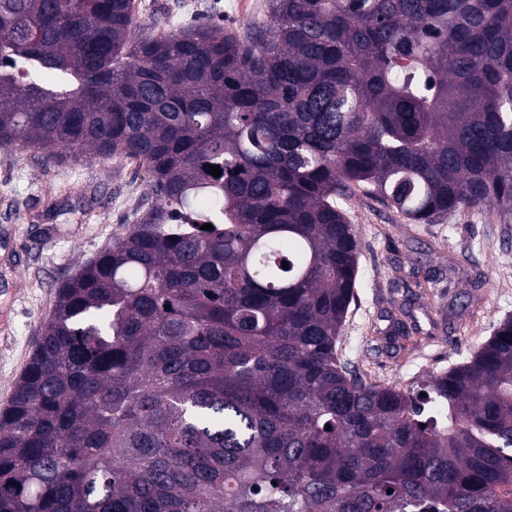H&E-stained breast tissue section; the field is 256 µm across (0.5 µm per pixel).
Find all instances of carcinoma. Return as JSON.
I'll return each instance as SVG.
<instances>
[{"instance_id": "carcinoma-1", "label": "carcinoma", "mask_w": 512, "mask_h": 512, "mask_svg": "<svg viewBox=\"0 0 512 512\" xmlns=\"http://www.w3.org/2000/svg\"><path fill=\"white\" fill-rule=\"evenodd\" d=\"M144 29L134 0H0V148L124 157L156 198L56 293L0 412V512H512L511 318L406 390L338 354L357 190L417 224L512 213V0Z\"/></svg>"}]
</instances>
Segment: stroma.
Wrapping results in <instances>:
<instances>
[{
    "label": "stroma",
    "instance_id": "35a3bbf8",
    "mask_svg": "<svg viewBox=\"0 0 512 512\" xmlns=\"http://www.w3.org/2000/svg\"><path fill=\"white\" fill-rule=\"evenodd\" d=\"M237 0H136L163 31L209 19L239 30L268 13V0L236 9ZM156 203L135 162L89 154L46 160L34 151L0 150V408L24 372L59 285L100 250L121 238ZM348 213L358 233L359 278L339 352L360 375L409 387L461 363L498 324L512 317V222L496 208L432 224H410L373 196L357 193ZM484 272L482 307L448 332H432L429 315L414 311L408 338L388 333L406 290L394 266L417 264Z\"/></svg>",
    "mask_w": 512,
    "mask_h": 512
}]
</instances>
